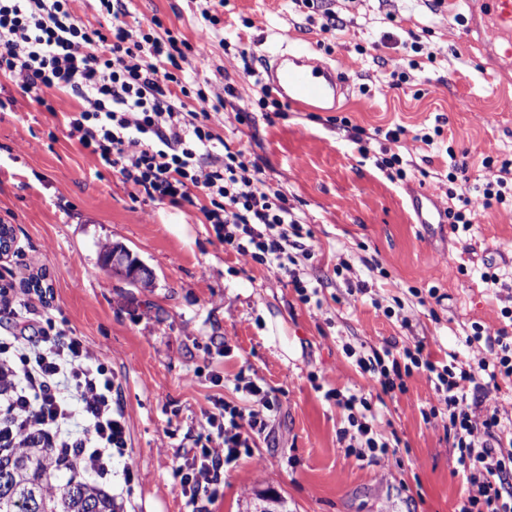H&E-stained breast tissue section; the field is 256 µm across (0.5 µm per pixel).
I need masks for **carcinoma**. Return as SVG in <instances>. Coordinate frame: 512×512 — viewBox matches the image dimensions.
<instances>
[{
	"mask_svg": "<svg viewBox=\"0 0 512 512\" xmlns=\"http://www.w3.org/2000/svg\"><path fill=\"white\" fill-rule=\"evenodd\" d=\"M0 512H116L100 485L78 480L74 466L61 467L51 448L15 449L0 455Z\"/></svg>",
	"mask_w": 512,
	"mask_h": 512,
	"instance_id": "carcinoma-1",
	"label": "carcinoma"
}]
</instances>
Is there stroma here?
Segmentation results:
<instances>
[{
    "label": "stroma",
    "instance_id": "35a3bbf8",
    "mask_svg": "<svg viewBox=\"0 0 512 512\" xmlns=\"http://www.w3.org/2000/svg\"><path fill=\"white\" fill-rule=\"evenodd\" d=\"M125 5L129 28L156 17L195 38L199 0ZM223 19L230 49L198 45L210 67L196 71L191 59L185 75L217 92L235 86L216 130L230 151L260 164L267 185L312 230L315 255L298 265L317 302L303 303L287 281L225 251L197 207L133 197L10 82L16 105L0 111V222L12 225L14 243L0 282L20 288L41 275L50 296L28 322L52 318L111 366L131 454L114 462L108 492L117 495L133 473L135 512H185L174 472L213 399L242 403V376L263 379L280 408L267 440L226 469L212 512H259L267 495L280 497L285 512H458L466 485L453 473L441 422L423 417L438 403L426 372L385 395L354 354L436 341L438 360L453 354L477 372L497 364L487 339L512 333V205L485 207L482 186L485 159H512V69L503 81L485 80L492 58L457 0H229ZM413 33L424 47L418 54L407 46ZM287 35L347 78L335 109L288 105L271 118L259 108L261 89L243 66L264 74L267 52ZM407 56L416 61L407 80L391 78L392 60ZM398 125V140L360 153L357 129ZM424 133L433 144L421 141ZM383 151L403 158L405 177L377 166ZM457 162L471 188L470 232L418 223L422 193L447 208ZM112 247L152 271L146 286L102 271ZM485 272L498 274L499 285L484 283ZM475 323L486 339L470 344ZM332 388L377 396L376 430L399 439V455L345 456L338 433L347 413L326 398Z\"/></svg>",
    "mask_w": 512,
    "mask_h": 512
}]
</instances>
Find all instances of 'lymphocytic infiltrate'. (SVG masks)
<instances>
[{
  "instance_id": "obj_1",
  "label": "lymphocytic infiltrate",
  "mask_w": 512,
  "mask_h": 512,
  "mask_svg": "<svg viewBox=\"0 0 512 512\" xmlns=\"http://www.w3.org/2000/svg\"><path fill=\"white\" fill-rule=\"evenodd\" d=\"M82 0H0V78L18 86L51 119H62L67 137L118 174L135 194L173 206H198L225 250L251 257L269 274L288 279L303 302L312 299L289 262L290 249L313 256V234L304 228L285 194L270 189L257 162L226 150L215 119L234 86L223 93L191 89L183 64L193 46L187 39L159 33V20L132 30L113 0H98L112 16L110 28H88L77 13ZM58 90L49 100L45 90ZM194 97L196 110L184 100ZM206 205H199V198ZM473 340H489L500 357L487 377L477 378L456 361L432 360L424 342L393 352L391 346L357 360L383 392L405 390L414 370L428 373L442 407L431 408L453 448L455 474L468 485L459 512H512V452L497 438L498 411L475 418L471 397L512 381V335L487 338L474 325ZM0 404L8 420L7 443L27 447L43 440L58 455L76 459L83 471L109 479L114 460L128 456L127 428L115 380L78 336L65 335L52 319L33 336L0 340ZM247 404L214 402L176 474L188 512H210L220 495L224 469L251 456L271 432L279 403L251 379L239 387ZM327 398L346 410L348 422L367 448L388 453L379 440L377 413L367 395L332 389Z\"/></svg>"
}]
</instances>
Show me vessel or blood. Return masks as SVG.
Masks as SVG:
<instances>
[{"instance_id":"b4317fda","label":"vessel or blood","mask_w":512,"mask_h":512,"mask_svg":"<svg viewBox=\"0 0 512 512\" xmlns=\"http://www.w3.org/2000/svg\"><path fill=\"white\" fill-rule=\"evenodd\" d=\"M464 5L473 29L512 47V0H464ZM310 53L309 46L293 42L274 55L266 67L267 86L284 101L316 111L338 100L347 82L330 66L310 61Z\"/></svg>"}]
</instances>
